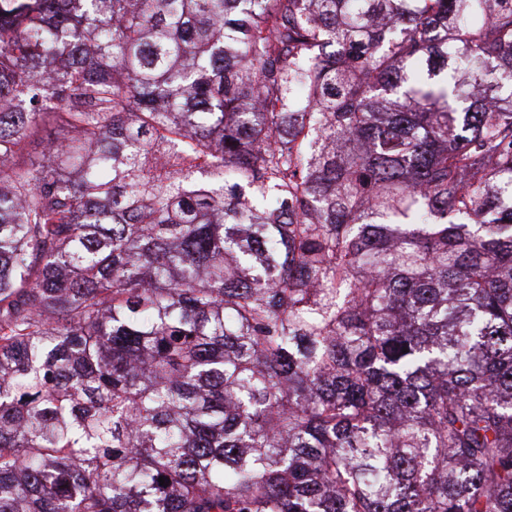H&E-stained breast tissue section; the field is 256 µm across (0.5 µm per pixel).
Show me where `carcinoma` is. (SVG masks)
<instances>
[{
	"instance_id": "cac0c4a2",
	"label": "carcinoma",
	"mask_w": 512,
	"mask_h": 512,
	"mask_svg": "<svg viewBox=\"0 0 512 512\" xmlns=\"http://www.w3.org/2000/svg\"><path fill=\"white\" fill-rule=\"evenodd\" d=\"M0 512H512V0H0ZM59 132L58 126L52 121L43 122L37 133L27 142L25 154L28 158L38 160L44 153L47 143L53 140Z\"/></svg>"
}]
</instances>
